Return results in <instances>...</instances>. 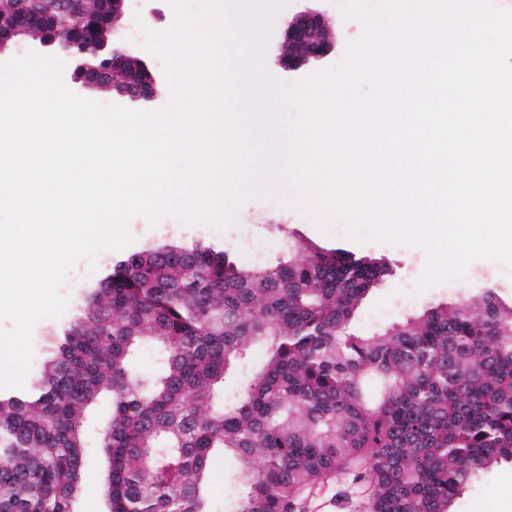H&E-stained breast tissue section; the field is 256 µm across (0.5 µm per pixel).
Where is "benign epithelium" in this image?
<instances>
[{
  "instance_id": "obj_1",
  "label": "benign epithelium",
  "mask_w": 512,
  "mask_h": 512,
  "mask_svg": "<svg viewBox=\"0 0 512 512\" xmlns=\"http://www.w3.org/2000/svg\"><path fill=\"white\" fill-rule=\"evenodd\" d=\"M47 9L31 11L15 10L0 13V53L12 45H19L28 37L37 36L44 47L56 50L75 61L74 79L88 88H112V73L120 69L126 57L124 52L113 47L112 27L114 19L123 13L127 0H96L98 5L99 30L95 39L86 41L77 32L59 29L49 31L46 22H58L84 10L85 0H45ZM288 51L278 58V64L287 70H297L319 60L330 48L329 32L324 17L314 11L303 12L288 21L285 32ZM96 56L111 58L105 67L93 66L85 60L88 52ZM118 95L138 103L151 105L155 98L154 80L145 69H140L136 80L118 92Z\"/></svg>"
}]
</instances>
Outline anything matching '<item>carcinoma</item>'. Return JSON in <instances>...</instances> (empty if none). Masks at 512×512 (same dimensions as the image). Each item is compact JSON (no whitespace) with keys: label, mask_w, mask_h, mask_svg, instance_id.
<instances>
[{"label":"carcinoma","mask_w":512,"mask_h":512,"mask_svg":"<svg viewBox=\"0 0 512 512\" xmlns=\"http://www.w3.org/2000/svg\"><path fill=\"white\" fill-rule=\"evenodd\" d=\"M388 274L304 240L252 267L201 244L113 258L29 388L0 392V512H73L105 392L109 512H300L305 490L346 471L369 483L367 512H450L512 460V305L490 289L361 334L357 310ZM226 453L241 491L218 511L210 464Z\"/></svg>","instance_id":"obj_1"}]
</instances>
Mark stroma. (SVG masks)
Wrapping results in <instances>:
<instances>
[{
  "instance_id": "obj_1",
  "label": "stroma",
  "mask_w": 512,
  "mask_h": 512,
  "mask_svg": "<svg viewBox=\"0 0 512 512\" xmlns=\"http://www.w3.org/2000/svg\"><path fill=\"white\" fill-rule=\"evenodd\" d=\"M344 0H286L276 12L265 45L263 65L268 73L285 84L294 83L313 73L339 64L345 57L349 42L358 39L364 30L359 19L344 17ZM320 11L331 34L329 52L319 61L299 71H288L275 62L284 48V30L288 18L307 10ZM174 10L169 0H139L137 10H126L114 22V39L134 43L137 24L159 31L172 26ZM135 237L132 250L158 245L169 239L187 243L201 242L223 247L238 265L274 263L282 259L288 241L303 239L321 247L344 246L372 257L384 259L391 274L364 300L356 326L370 332L401 321L422 308L480 295L492 288L503 303L512 302V267L500 262L473 261L461 278H453L419 289L418 281L427 265V253L419 246L375 241L352 240L347 232H336L334 223L324 221L315 211L306 208L303 200L288 202L272 195L246 200L237 212V219L222 229L204 224H186L167 217L152 226L141 217L130 224ZM113 256L104 250L95 260H80L69 272L60 288L68 299L65 312L57 318L37 321L32 329L31 372H38L53 348V331L67 327L82 312L83 295L97 281L98 270ZM106 458L97 445H90L81 471V492L75 512H108L104 495L92 494L90 481H102ZM369 491L354 482L349 474L340 473L314 485L306 493L303 512H364ZM451 512H512V462L495 465L473 479L455 500Z\"/></svg>"
}]
</instances>
